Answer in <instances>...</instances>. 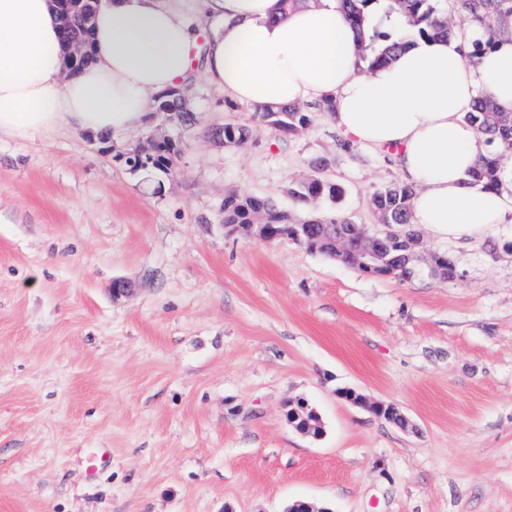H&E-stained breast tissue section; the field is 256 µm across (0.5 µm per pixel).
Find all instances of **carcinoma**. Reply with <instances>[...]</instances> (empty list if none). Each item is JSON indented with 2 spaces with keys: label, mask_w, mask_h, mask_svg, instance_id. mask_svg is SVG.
<instances>
[{
  "label": "carcinoma",
  "mask_w": 512,
  "mask_h": 512,
  "mask_svg": "<svg viewBox=\"0 0 512 512\" xmlns=\"http://www.w3.org/2000/svg\"><path fill=\"white\" fill-rule=\"evenodd\" d=\"M438 0H341L347 20L357 34L359 56L372 66L387 62L402 43L391 40V34L383 31L412 30L423 39L451 38L458 31L453 17L437 10ZM462 20L490 25L494 14L508 9L512 11V0H457ZM58 8L71 14L73 26L68 35L90 42L91 26L85 24V17L94 13V0H57ZM158 106L166 112L177 113L183 123L193 120L191 109L185 106L181 91H168ZM262 122L275 131L290 134L312 122V113L304 108L292 106H268L259 110ZM465 121L477 131L487 136V142L503 150L512 148V112L503 110L484 97H479L475 111L465 116ZM175 147H161L152 168L166 174L172 171V154ZM503 169L500 155L492 152L484 156L471 173L474 183L486 189H496L502 185ZM342 189L333 183L318 180H301L288 187V195L298 204L307 208L314 202L328 198L337 200ZM414 185L397 183L388 186L374 196L384 224H409L412 220V199ZM224 223L250 224L262 220L275 225L276 234L292 236L291 225L300 222L307 224L314 220L309 217L302 221L287 209L278 207L268 198L239 197L228 195L224 198Z\"/></svg>",
  "instance_id": "obj_1"
}]
</instances>
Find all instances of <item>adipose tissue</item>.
<instances>
[{
    "label": "adipose tissue",
    "instance_id": "ef3b65f1",
    "mask_svg": "<svg viewBox=\"0 0 512 512\" xmlns=\"http://www.w3.org/2000/svg\"><path fill=\"white\" fill-rule=\"evenodd\" d=\"M196 5L220 23L201 65L226 95L256 107L331 102L349 140L390 154L418 185L412 221L437 239L479 240L512 223V188L470 179L485 139L464 120L481 96L512 110V13L447 41L407 39L389 64L369 69L339 0H299L287 13L281 0ZM489 31L491 47L469 62ZM197 38L182 0H102L92 60L68 75L54 0H0V134L145 127L154 95L192 72Z\"/></svg>",
    "mask_w": 512,
    "mask_h": 512
}]
</instances>
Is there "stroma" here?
Instances as JSON below:
<instances>
[{
  "mask_svg": "<svg viewBox=\"0 0 512 512\" xmlns=\"http://www.w3.org/2000/svg\"><path fill=\"white\" fill-rule=\"evenodd\" d=\"M187 86L189 127L158 112L113 138L0 136V512H512V223L424 236L452 280L227 234L231 192L290 209L318 175L343 195L313 214L364 225L404 177L328 113L288 138L201 72ZM152 134L173 138V172L127 164ZM300 399L321 438L288 424Z\"/></svg>",
  "mask_w": 512,
  "mask_h": 512,
  "instance_id": "35a3bbf8",
  "label": "stroma"
}]
</instances>
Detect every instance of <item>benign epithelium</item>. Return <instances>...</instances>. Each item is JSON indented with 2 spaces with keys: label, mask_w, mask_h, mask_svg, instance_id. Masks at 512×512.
<instances>
[{
  "label": "benign epithelium",
  "mask_w": 512,
  "mask_h": 512,
  "mask_svg": "<svg viewBox=\"0 0 512 512\" xmlns=\"http://www.w3.org/2000/svg\"><path fill=\"white\" fill-rule=\"evenodd\" d=\"M87 55L86 45L79 39L67 42L65 70L70 72L78 69ZM170 142L161 137L151 141L150 146L133 152L140 162H153L159 146ZM306 237L315 234L324 239L333 251L345 253L349 260L359 266L367 267L372 262L392 268L402 258L422 260V239L420 232L413 224H375L371 227L358 226V237L350 243L342 224H306L302 227ZM427 266L434 275L453 279L457 269L450 257L433 252L427 260ZM287 419L296 430L304 435L319 439L323 435V427L318 415L300 402L287 411Z\"/></svg>",
  "instance_id": "1"
}]
</instances>
